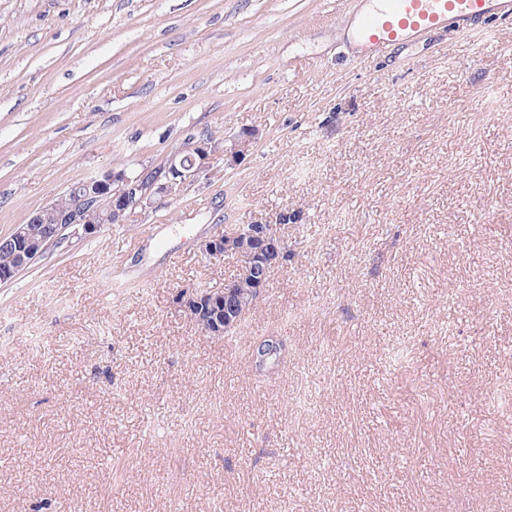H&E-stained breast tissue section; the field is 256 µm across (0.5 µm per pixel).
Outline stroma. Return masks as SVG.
<instances>
[{"label": "stroma", "instance_id": "35a3bbf8", "mask_svg": "<svg viewBox=\"0 0 512 512\" xmlns=\"http://www.w3.org/2000/svg\"><path fill=\"white\" fill-rule=\"evenodd\" d=\"M346 2L0 0V237L259 132L0 283V512H512V18L368 58ZM283 210L209 335L176 296L240 262L202 243Z\"/></svg>", "mask_w": 512, "mask_h": 512}]
</instances>
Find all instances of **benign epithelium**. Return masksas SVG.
I'll return each instance as SVG.
<instances>
[{
  "label": "benign epithelium",
  "instance_id": "benign-epithelium-1",
  "mask_svg": "<svg viewBox=\"0 0 512 512\" xmlns=\"http://www.w3.org/2000/svg\"><path fill=\"white\" fill-rule=\"evenodd\" d=\"M258 139L254 129L240 131L231 145L218 148L209 138L190 139L184 145L192 158V165L186 166L178 154H170L158 169H143L135 177L126 169H107L72 185L67 191L68 206L62 208L51 200L37 210L25 224H18L7 238H0V249L12 253L11 265L0 268V283L12 280L27 268L46 249L71 234L91 236L100 225L91 224L87 215L102 208L106 209V223L123 224L128 214L136 208H148L157 200L173 198L184 184L200 172L213 166L217 157H224V164L231 166L250 151ZM288 223V212L277 215L274 224H249L246 227L231 226L224 233L214 236L202 244V249L212 258L235 254L249 262L248 268L253 279L255 298H260L266 287L269 267H275L288 260L282 249V240L277 225ZM178 303L183 305L196 320L207 317L206 331L213 336H222L235 328L240 320L243 299L237 293L234 283H227L224 293L211 298L198 293L178 294Z\"/></svg>",
  "mask_w": 512,
  "mask_h": 512
}]
</instances>
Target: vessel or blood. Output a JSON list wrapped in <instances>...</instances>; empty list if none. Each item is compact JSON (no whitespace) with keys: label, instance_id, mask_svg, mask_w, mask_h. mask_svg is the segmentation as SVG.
<instances>
[{"label":"vessel or blood","instance_id":"vessel-or-blood-1","mask_svg":"<svg viewBox=\"0 0 512 512\" xmlns=\"http://www.w3.org/2000/svg\"><path fill=\"white\" fill-rule=\"evenodd\" d=\"M350 37L359 51L377 54L409 45L436 30L467 33L493 18L512 17V0H352Z\"/></svg>","mask_w":512,"mask_h":512}]
</instances>
